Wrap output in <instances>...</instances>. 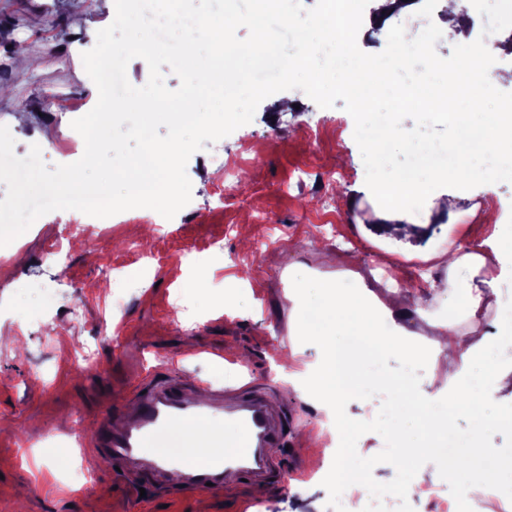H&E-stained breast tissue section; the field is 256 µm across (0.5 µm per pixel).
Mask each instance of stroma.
Listing matches in <instances>:
<instances>
[{
  "label": "stroma",
  "mask_w": 512,
  "mask_h": 512,
  "mask_svg": "<svg viewBox=\"0 0 512 512\" xmlns=\"http://www.w3.org/2000/svg\"><path fill=\"white\" fill-rule=\"evenodd\" d=\"M115 0H0V57L21 46L31 58L0 88V125L28 153L39 144L47 166L70 164L73 120L93 108L97 88L82 54L112 22ZM389 165L414 162L411 146L439 145L455 131L438 114L409 106L396 114ZM313 127L304 135V127ZM353 118L339 106L319 107L302 90L273 94L252 122L219 140L237 174L225 177L212 148L187 163L192 199L172 219L144 210L121 212L107 224H71L53 211L8 247L0 270V512H348L330 478L337 457L326 427L333 417L309 387L323 360L298 332L286 294L313 277L375 292L399 279L417 313L406 320L417 336L448 316L449 245L478 253L495 227L484 208H512V181L478 187L481 211L435 226L422 246L429 261L370 240L365 227V167ZM62 245L65 263L50 249ZM125 274L122 307L112 303V278ZM79 303L78 321L66 315ZM363 387L342 402L354 426L346 453L370 491H385L392 512H456L449 475L427 453L414 459L399 489L389 441L388 392L380 378L407 380L424 398L437 397L440 375L429 358L364 353L354 362ZM177 377L190 390L208 381L269 394L288 430L290 448H276L298 472L213 495L180 483L107 466L94 448L72 445L79 430L91 440L99 415L136 400L143 376ZM86 476H78V468Z\"/></svg>",
  "instance_id": "35a3bbf8"
}]
</instances>
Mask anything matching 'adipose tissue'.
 <instances>
[{
  "mask_svg": "<svg viewBox=\"0 0 512 512\" xmlns=\"http://www.w3.org/2000/svg\"><path fill=\"white\" fill-rule=\"evenodd\" d=\"M357 20V11L335 0L332 14L318 17L302 35L316 44L339 45L342 57L336 63L335 91L349 95L358 112L376 109V124L362 129L376 170L381 173L385 169L393 106H410L424 114L440 108L457 130L448 144L432 149L414 147L415 164L399 178L379 176L371 183L367 200L376 217L373 236L389 241L398 237L414 239L420 237L421 225L429 223L433 214L456 218L461 202L472 196L475 186L512 180V122L503 123L499 113L483 111L477 103L491 70V56L484 47L476 45L465 53L462 66L470 81L453 95L436 97L426 83L413 91L392 92L377 79V72L420 52L422 46L405 33L390 45L384 57H356L350 34ZM42 193L46 205L62 211L71 223H82L87 209L82 186L68 182L43 188ZM495 222L500 230L486 240L483 253L449 250L448 319L436 322L437 334L427 347L413 341L402 324L410 311L400 288L389 289L383 299L365 288L325 282L302 284L289 291V301L299 309L301 335L318 342L329 354L327 364L312 379L311 388L336 410L332 434L337 450H344L345 439L352 431L340 409L342 398L352 390L345 340L361 336L374 350H392L407 359L423 355L447 369L443 394L434 402L420 399L408 381L384 379L378 383L392 396V430L404 437V446L397 454L400 474H408L422 449L431 452L448 472L478 469L489 487L495 485L504 468L512 466V461L496 454L474 456L440 446L445 439L479 442L491 427L512 428V407L500 410L491 419L475 416L464 433L458 432L454 424L462 409L488 403L501 390L512 388V364L493 361L494 342L487 332L493 326L503 335H512V313L503 310L500 300L501 283L512 280V226H505L500 216ZM489 266L494 268V275H483V268ZM474 361L487 362L486 372L473 373L470 364ZM415 421L421 424L419 432H409V425Z\"/></svg>",
  "mask_w": 512,
  "mask_h": 512,
  "instance_id": "obj_1",
  "label": "adipose tissue"
}]
</instances>
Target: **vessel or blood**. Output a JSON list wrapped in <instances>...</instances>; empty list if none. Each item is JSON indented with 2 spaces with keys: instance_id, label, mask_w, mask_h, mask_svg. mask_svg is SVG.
<instances>
[{
  "instance_id": "1",
  "label": "vessel or blood",
  "mask_w": 512,
  "mask_h": 512,
  "mask_svg": "<svg viewBox=\"0 0 512 512\" xmlns=\"http://www.w3.org/2000/svg\"><path fill=\"white\" fill-rule=\"evenodd\" d=\"M284 439L262 392L215 389L201 401L173 379L140 394L132 414L104 411L91 445L112 466H139L218 493L265 479Z\"/></svg>"
}]
</instances>
